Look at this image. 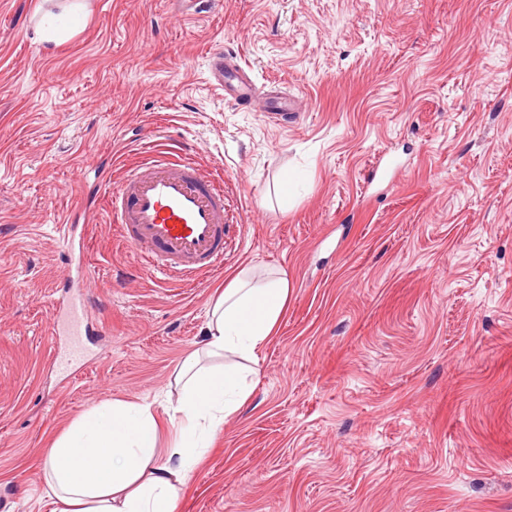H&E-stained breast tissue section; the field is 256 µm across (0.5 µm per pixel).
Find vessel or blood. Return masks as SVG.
Masks as SVG:
<instances>
[{
    "label": "vessel or blood",
    "mask_w": 512,
    "mask_h": 512,
    "mask_svg": "<svg viewBox=\"0 0 512 512\" xmlns=\"http://www.w3.org/2000/svg\"><path fill=\"white\" fill-rule=\"evenodd\" d=\"M210 83L225 96L253 101L256 92L233 69L223 52L211 57ZM107 204L113 224L131 248L137 266L162 278L184 283L224 264L228 226L222 181L205 176L184 147L146 155L128 168L116 187L94 194L88 207L71 213L62 227V262L66 277L57 286L50 336L56 347L49 368L69 374L91 358L85 235L93 208Z\"/></svg>",
    "instance_id": "b4317fda"
}]
</instances>
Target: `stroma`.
<instances>
[{
    "instance_id": "35a3bbf8",
    "label": "stroma",
    "mask_w": 512,
    "mask_h": 512,
    "mask_svg": "<svg viewBox=\"0 0 512 512\" xmlns=\"http://www.w3.org/2000/svg\"><path fill=\"white\" fill-rule=\"evenodd\" d=\"M0 0V512H53L43 452L87 411L151 402L250 266L288 305L252 394L177 512H512V0ZM223 49L280 127L208 81ZM224 182V267L137 272L106 210L86 240L94 357L51 373L59 224L139 149ZM397 158L370 188L378 155ZM300 173L281 206L277 183Z\"/></svg>"
}]
</instances>
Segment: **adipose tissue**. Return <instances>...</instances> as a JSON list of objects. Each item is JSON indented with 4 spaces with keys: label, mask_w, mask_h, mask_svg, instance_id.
Segmentation results:
<instances>
[{
    "label": "adipose tissue",
    "mask_w": 512,
    "mask_h": 512,
    "mask_svg": "<svg viewBox=\"0 0 512 512\" xmlns=\"http://www.w3.org/2000/svg\"><path fill=\"white\" fill-rule=\"evenodd\" d=\"M285 277L240 270L213 301L201 353L177 377L169 456L150 403L115 401L85 413L45 451L55 512H176L194 465L251 394L242 363H258L288 301Z\"/></svg>",
    "instance_id": "adipose-tissue-1"
}]
</instances>
